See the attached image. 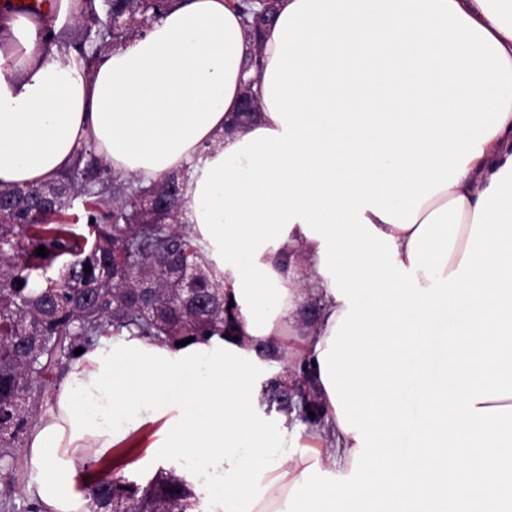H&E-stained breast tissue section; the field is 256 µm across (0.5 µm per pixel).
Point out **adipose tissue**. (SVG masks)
Wrapping results in <instances>:
<instances>
[{
  "instance_id": "ef3b65f1",
  "label": "adipose tissue",
  "mask_w": 512,
  "mask_h": 512,
  "mask_svg": "<svg viewBox=\"0 0 512 512\" xmlns=\"http://www.w3.org/2000/svg\"><path fill=\"white\" fill-rule=\"evenodd\" d=\"M7 26L0 185L87 145L147 185L186 174L184 220L235 305L226 335L125 331L69 363L31 440L43 512H86L78 463L147 419L159 454L223 467L221 512H512V0H279L257 44L236 0H173L92 64ZM300 251L316 452L255 385Z\"/></svg>"
}]
</instances>
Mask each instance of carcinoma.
Here are the masks:
<instances>
[{"mask_svg": "<svg viewBox=\"0 0 512 512\" xmlns=\"http://www.w3.org/2000/svg\"><path fill=\"white\" fill-rule=\"evenodd\" d=\"M170 0H109L108 12L160 16ZM91 153L83 148L61 179L29 187L0 188V462H7L25 433L47 373L97 336L124 329L175 343L224 334V284L214 278L201 246L182 221L184 179L169 174L143 187L117 174L93 190ZM87 196L90 236L73 229L72 201ZM155 193L165 205L142 207ZM47 249L46 256L36 248ZM61 264L57 277L41 280L44 264ZM165 262L196 267L191 291L170 288L160 274ZM140 278H112V267ZM90 271H84L85 267ZM24 281L18 286L17 281ZM154 283L155 309L142 316L143 287ZM88 512H191L195 496L185 479L158 477L143 492L135 483L104 474L85 486Z\"/></svg>", "mask_w": 512, "mask_h": 512, "instance_id": "1", "label": "carcinoma"}]
</instances>
